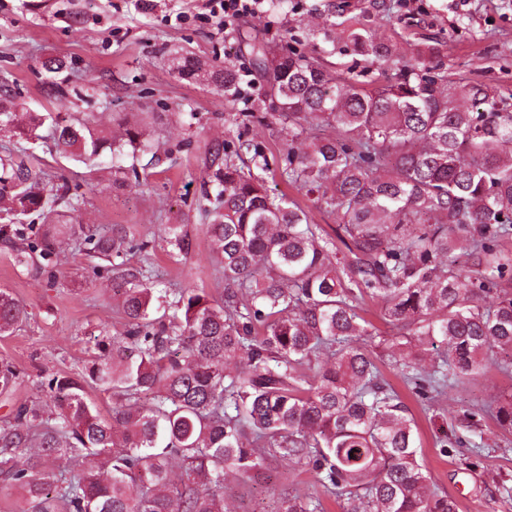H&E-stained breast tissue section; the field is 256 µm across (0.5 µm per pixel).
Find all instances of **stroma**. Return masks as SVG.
<instances>
[{
	"mask_svg": "<svg viewBox=\"0 0 512 512\" xmlns=\"http://www.w3.org/2000/svg\"><path fill=\"white\" fill-rule=\"evenodd\" d=\"M204 0H0V86H8L15 103L28 112L53 113L57 106L44 96L49 80L43 63L61 58L66 70L58 82L69 109L95 121L105 131L121 123L145 127L150 147L138 152L137 179L112 184V159L103 155L98 170L62 157L51 124L37 142L18 146L0 136V158L25 152L27 159L53 184L77 187L84 201L68 212L79 226L125 224L154 239L153 288H198L221 297L224 285L216 272L202 211L208 202L203 182L210 173L215 146L258 144L269 164L288 146L266 83L255 72L241 34L257 33L279 46H290L318 59L329 69L363 72L365 63L342 43L314 36L333 9L344 18L385 15L381 36L396 53L412 58L418 45L438 42L440 61L451 77H463L512 88V0H263L258 13L232 22L227 31L194 21ZM185 22H178V15ZM184 48L205 59L232 66L244 76L238 94L225 100L214 87L179 78L170 53ZM184 225L192 247L174 256L165 225ZM94 262L62 246L58 280L36 270L16 267L8 245L0 243V289L9 291L27 310L21 330L0 336V363H10L16 382L0 389V425L13 420L17 408L38 405L56 410L52 397L37 390L41 378L74 374L98 354L100 329L121 335L125 319L114 295L121 269L96 277ZM365 317L372 324L360 337L386 381L414 415L421 440V461L433 483L456 499L459 512H512V502L489 495L495 480L512 476V435L493 420L477 431L461 426L464 410L512 391V374L489 370L483 379L467 381L438 403L443 416L422 411L411 386L390 365L394 331L371 302ZM455 426L461 442L441 454L436 439L443 424ZM483 442L484 457L468 466L469 448ZM234 512H276L280 498L319 495L326 512H341L337 497L325 494L318 472L286 460L272 462L270 477L258 482L232 480Z\"/></svg>",
	"mask_w": 512,
	"mask_h": 512,
	"instance_id": "1",
	"label": "stroma"
}]
</instances>
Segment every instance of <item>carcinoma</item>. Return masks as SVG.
<instances>
[{
	"mask_svg": "<svg viewBox=\"0 0 512 512\" xmlns=\"http://www.w3.org/2000/svg\"><path fill=\"white\" fill-rule=\"evenodd\" d=\"M375 27L358 20L341 31L346 47L378 72L369 84L243 36L288 125L277 170L316 209L336 214V238L235 163L237 150L214 149V199L204 216L224 301L194 288L158 295L145 269L126 270L115 287L124 333L99 341L82 373L40 381L55 416L23 406L0 428V477L22 490L23 512H231L224 475L256 473L279 459L313 464L330 494L348 491L343 512H458L419 459L408 408L356 339L371 326L363 305L380 303L400 336L391 366L424 382L418 394L430 410L492 364L512 371V294L503 288L512 260L502 252L512 240V90L450 78L438 43L405 60ZM171 62L182 79L238 93L231 66L184 49ZM48 118L0 102V129L26 142L40 138ZM320 126L333 133L311 135ZM54 137L63 157L87 163L106 151L136 157L146 129L130 126L112 139L68 113L55 120ZM0 200L14 217L44 220L0 224L19 267L54 276L66 238L104 261L101 277L115 259L149 256L151 240L131 226L77 231L65 223L64 209L78 208L79 196L64 185L41 187L22 160L0 161ZM166 231L188 253L181 225ZM459 251L475 267L457 265ZM27 318L0 290V335ZM440 345L446 353L422 368L417 354ZM90 382L112 391V416L89 398ZM484 414L512 435V394L463 417ZM62 456L91 463L60 475L51 490L50 461ZM174 461L182 467L177 483L169 478ZM278 512L323 508L292 496Z\"/></svg>",
	"mask_w": 512,
	"mask_h": 512,
	"instance_id": "cac0c4a2",
	"label": "carcinoma"
}]
</instances>
